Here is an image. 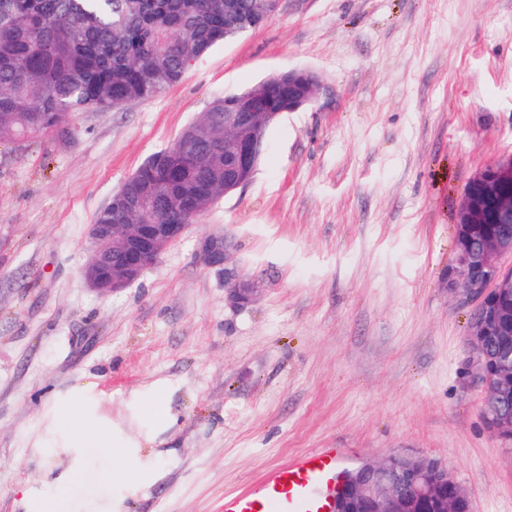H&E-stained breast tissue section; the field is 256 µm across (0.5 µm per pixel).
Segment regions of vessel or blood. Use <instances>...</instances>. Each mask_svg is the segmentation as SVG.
Listing matches in <instances>:
<instances>
[{
  "instance_id": "b4317fda",
  "label": "vessel or blood",
  "mask_w": 512,
  "mask_h": 512,
  "mask_svg": "<svg viewBox=\"0 0 512 512\" xmlns=\"http://www.w3.org/2000/svg\"><path fill=\"white\" fill-rule=\"evenodd\" d=\"M338 459L333 448L302 454L246 490L225 494L224 512H330Z\"/></svg>"
}]
</instances>
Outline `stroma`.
<instances>
[{"mask_svg":"<svg viewBox=\"0 0 512 512\" xmlns=\"http://www.w3.org/2000/svg\"><path fill=\"white\" fill-rule=\"evenodd\" d=\"M290 69L322 91L268 128L250 182L134 285L91 290L88 226L127 178ZM509 155L512 0H281L162 95L0 142V512L59 487L58 512H221L314 448L434 457L474 512H512V446L483 421L472 304L447 280L465 188ZM210 236L260 281L252 303L228 301ZM76 396L79 437L59 416Z\"/></svg>","mask_w":512,"mask_h":512,"instance_id":"35a3bbf8","label":"stroma"}]
</instances>
